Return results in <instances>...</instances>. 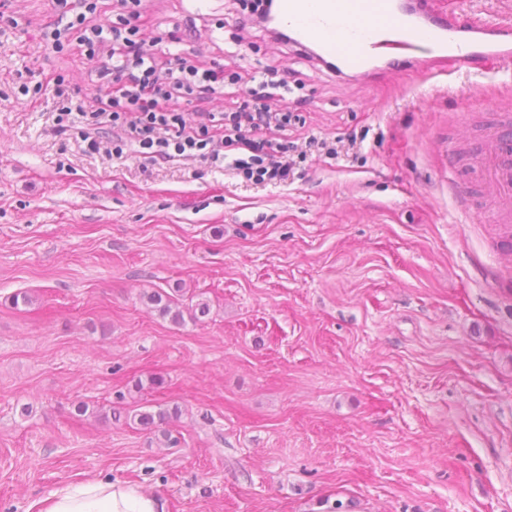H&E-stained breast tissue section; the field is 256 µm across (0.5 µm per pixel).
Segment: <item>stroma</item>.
<instances>
[{
  "mask_svg": "<svg viewBox=\"0 0 512 512\" xmlns=\"http://www.w3.org/2000/svg\"><path fill=\"white\" fill-rule=\"evenodd\" d=\"M490 22L512 0H432ZM163 53L303 89L289 138L337 143L256 185L201 158L90 153L48 82L98 92L54 0L0 7V512L88 478L165 512H512V223L472 170L512 70L344 79L232 0H143ZM31 87L22 95L21 86ZM190 289L203 321L146 300ZM32 301L13 306L11 297ZM86 414H77L78 403ZM180 407L172 445L129 420ZM116 417L102 420L100 411Z\"/></svg>",
  "mask_w": 512,
  "mask_h": 512,
  "instance_id": "1",
  "label": "stroma"
}]
</instances>
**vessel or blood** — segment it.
Listing matches in <instances>:
<instances>
[{"label":"vessel or blood","instance_id":"1","mask_svg":"<svg viewBox=\"0 0 512 512\" xmlns=\"http://www.w3.org/2000/svg\"><path fill=\"white\" fill-rule=\"evenodd\" d=\"M276 22L296 46L336 72L372 73L390 67L447 64L469 71L480 60L512 66V22L470 24L432 13L428 0H276ZM475 163L512 221V126L488 139Z\"/></svg>","mask_w":512,"mask_h":512}]
</instances>
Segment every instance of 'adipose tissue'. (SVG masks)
Here are the masks:
<instances>
[{"mask_svg": "<svg viewBox=\"0 0 512 512\" xmlns=\"http://www.w3.org/2000/svg\"><path fill=\"white\" fill-rule=\"evenodd\" d=\"M36 512H164L156 496L122 482L87 479L40 498Z\"/></svg>", "mask_w": 512, "mask_h": 512, "instance_id": "1", "label": "adipose tissue"}]
</instances>
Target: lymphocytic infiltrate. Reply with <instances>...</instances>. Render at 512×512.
Segmentation results:
<instances>
[{"instance_id":"obj_1","label":"lymphocytic infiltrate","mask_w":512,"mask_h":512,"mask_svg":"<svg viewBox=\"0 0 512 512\" xmlns=\"http://www.w3.org/2000/svg\"><path fill=\"white\" fill-rule=\"evenodd\" d=\"M121 12L110 29L85 28L96 0H56L62 14L68 15V28L81 29L79 46L86 58L98 61L99 92L92 106L65 105L62 115L90 111L94 125L82 133L89 151H99L98 126L121 128L122 136L111 142L110 153L119 157L127 143H137L151 156L199 157L213 163H227L236 174L258 183H282L294 174L297 162L305 160L306 150L270 140V132L285 131L299 121L302 100L271 108L272 90L287 87L275 67L266 68L262 80L251 83L240 72L221 67L202 69L174 55L157 63L146 48L137 23L141 0H118ZM234 86L236 107L224 119V135L211 143L206 124L193 121L178 102H193ZM237 146L241 154L226 159L224 149Z\"/></svg>"}]
</instances>
